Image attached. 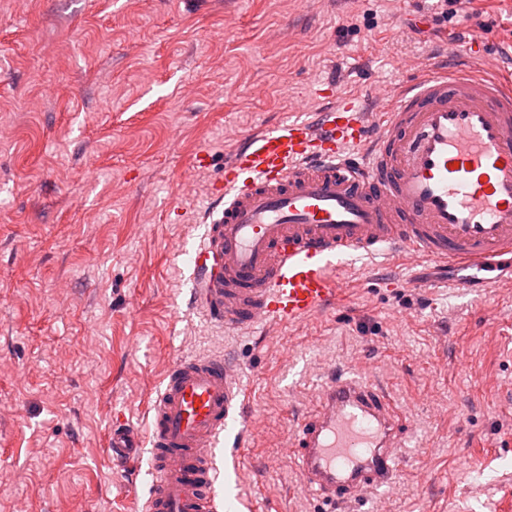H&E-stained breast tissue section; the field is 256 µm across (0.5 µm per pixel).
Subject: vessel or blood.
Returning a JSON list of instances; mask_svg holds the SVG:
<instances>
[{"label": "vessel or blood", "instance_id": "vessel-or-blood-1", "mask_svg": "<svg viewBox=\"0 0 512 512\" xmlns=\"http://www.w3.org/2000/svg\"><path fill=\"white\" fill-rule=\"evenodd\" d=\"M378 111L349 96L314 121L249 136L192 247L195 311L251 331L340 303V273L364 255L458 265L512 262V79L424 65L410 85L374 86ZM244 383L221 357L170 368L147 437L113 423L108 450L149 440L145 512H217L220 439L242 441ZM407 432L390 396L360 375L329 382L290 443L310 491L330 507L388 487Z\"/></svg>", "mask_w": 512, "mask_h": 512}]
</instances>
